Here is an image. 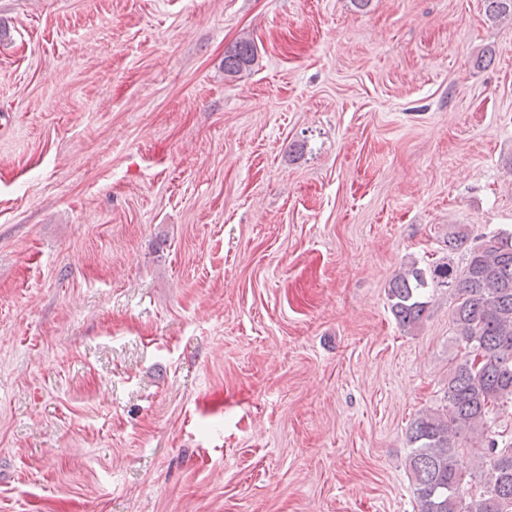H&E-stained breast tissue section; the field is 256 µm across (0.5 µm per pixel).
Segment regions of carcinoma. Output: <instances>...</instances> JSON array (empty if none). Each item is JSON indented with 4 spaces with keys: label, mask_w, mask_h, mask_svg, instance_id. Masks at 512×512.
Returning <instances> with one entry per match:
<instances>
[{
    "label": "carcinoma",
    "mask_w": 512,
    "mask_h": 512,
    "mask_svg": "<svg viewBox=\"0 0 512 512\" xmlns=\"http://www.w3.org/2000/svg\"><path fill=\"white\" fill-rule=\"evenodd\" d=\"M497 19L512 17V0H485ZM256 46L243 39L224 55V76L254 64ZM464 267L454 254L468 244ZM448 255L412 262L389 286L391 313L403 329L417 327L428 312L426 294L446 288L454 296L455 340L463 348L448 372L445 406L418 416L408 430L409 470L418 512H512V442L494 430L496 415L512 406V233L471 237L466 224L448 231ZM480 449L477 470L460 448Z\"/></svg>",
    "instance_id": "obj_1"
}]
</instances>
